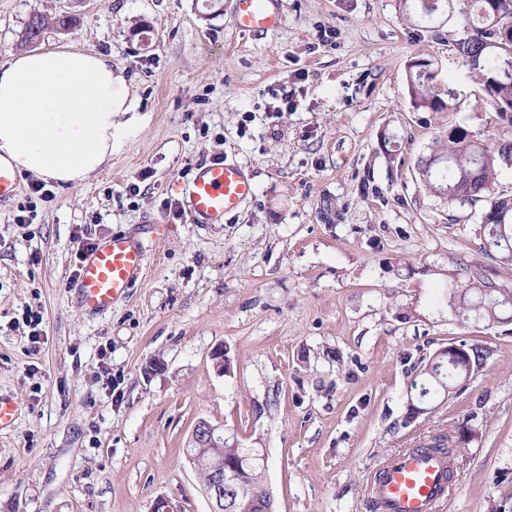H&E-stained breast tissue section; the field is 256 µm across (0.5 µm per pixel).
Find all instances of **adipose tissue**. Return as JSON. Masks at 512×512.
I'll use <instances>...</instances> for the list:
<instances>
[{
    "instance_id": "obj_1",
    "label": "adipose tissue",
    "mask_w": 512,
    "mask_h": 512,
    "mask_svg": "<svg viewBox=\"0 0 512 512\" xmlns=\"http://www.w3.org/2000/svg\"><path fill=\"white\" fill-rule=\"evenodd\" d=\"M131 110L110 54L70 44L0 64V165L77 185L112 162L118 117Z\"/></svg>"
}]
</instances>
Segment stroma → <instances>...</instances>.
Here are the masks:
<instances>
[{
  "instance_id": "35a3bbf8",
  "label": "stroma",
  "mask_w": 512,
  "mask_h": 512,
  "mask_svg": "<svg viewBox=\"0 0 512 512\" xmlns=\"http://www.w3.org/2000/svg\"><path fill=\"white\" fill-rule=\"evenodd\" d=\"M275 32L244 34L227 0H0V63L37 12L71 14L68 42L125 69L133 120L112 165L80 186L32 177L0 203V512H210L187 462L197 419L264 449L278 512H371L378 464L449 434V512H512V323L459 318L436 300L487 258L479 206L425 189L416 164L448 126L505 128L452 45L401 0H281ZM433 63L450 112L415 111L407 65ZM296 106L283 111L281 95ZM248 167L256 196L193 224L196 165ZM30 222L20 223L24 210ZM167 225L145 232L148 221ZM139 234L147 268L111 310H80L78 238ZM43 321L32 328L27 314ZM486 358L466 386L421 397L449 344ZM228 350V371L211 354Z\"/></svg>"
}]
</instances>
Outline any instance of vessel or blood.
<instances>
[{"instance_id": "b4317fda", "label": "vessel or blood", "mask_w": 512, "mask_h": 512, "mask_svg": "<svg viewBox=\"0 0 512 512\" xmlns=\"http://www.w3.org/2000/svg\"><path fill=\"white\" fill-rule=\"evenodd\" d=\"M232 21L241 32L265 33L280 28L279 0H231ZM255 196L250 174L225 160L196 169L188 192V215L194 224H220ZM146 258L131 234H111L95 242L73 283L80 307L97 313L128 296L142 279ZM382 512H444L448 503V461L417 449L383 462L369 485Z\"/></svg>"}]
</instances>
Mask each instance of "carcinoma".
Instances as JSON below:
<instances>
[{"label": "carcinoma", "mask_w": 512, "mask_h": 512, "mask_svg": "<svg viewBox=\"0 0 512 512\" xmlns=\"http://www.w3.org/2000/svg\"><path fill=\"white\" fill-rule=\"evenodd\" d=\"M453 8L452 0H402L424 16H432L440 3ZM463 33L455 41L457 55L508 126L499 136L485 142L474 140L460 125H452L433 139L430 151L417 163L420 179L427 190L449 203H483L480 224L487 230L489 257L512 265V195L492 192L493 183L503 167H512V43L502 41L512 31V0H461L458 9ZM43 29L67 30L77 23L69 15H35ZM407 92L411 104L425 112H445L448 105L432 90L424 73L407 70ZM448 303L458 305L482 320L497 323L503 309L512 308V294L498 290L480 265L465 268V278L448 289ZM425 374L438 389L448 391L462 379L450 356L443 355L429 365ZM224 458L237 461L243 470L245 499L255 500L251 512L264 506L263 469L259 453L252 448H226Z\"/></svg>", "instance_id": "cac0c4a2"}]
</instances>
